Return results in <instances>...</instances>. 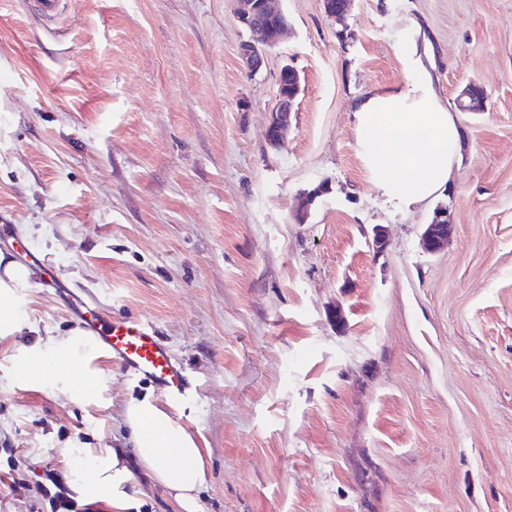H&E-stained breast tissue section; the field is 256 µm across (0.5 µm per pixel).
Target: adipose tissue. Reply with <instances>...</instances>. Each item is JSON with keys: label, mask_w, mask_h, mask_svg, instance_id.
I'll return each instance as SVG.
<instances>
[{"label": "adipose tissue", "mask_w": 512, "mask_h": 512, "mask_svg": "<svg viewBox=\"0 0 512 512\" xmlns=\"http://www.w3.org/2000/svg\"><path fill=\"white\" fill-rule=\"evenodd\" d=\"M413 70L415 78L406 88L371 94L354 113L359 154L371 182L407 205L447 184L460 141L456 122L433 92L429 72L418 64ZM31 277L29 268L0 256L1 336L26 327L21 292L30 287ZM98 356L90 339L74 330L22 348L14 374L32 385H52L75 402L97 400L107 384L105 371L94 364ZM123 419L147 477L168 490L182 512H196L205 469L195 438L148 396L130 399ZM124 459L117 448L93 455L79 484L82 495L108 500L114 512H125L134 476Z\"/></svg>", "instance_id": "ef3b65f1"}]
</instances>
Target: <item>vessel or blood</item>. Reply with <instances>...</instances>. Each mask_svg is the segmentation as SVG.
I'll use <instances>...</instances> for the list:
<instances>
[{
  "instance_id": "vessel-or-blood-1",
  "label": "vessel or blood",
  "mask_w": 512,
  "mask_h": 512,
  "mask_svg": "<svg viewBox=\"0 0 512 512\" xmlns=\"http://www.w3.org/2000/svg\"><path fill=\"white\" fill-rule=\"evenodd\" d=\"M34 12L48 29L62 27L71 0H32ZM0 243L10 246L16 260L37 269L44 284L54 285L64 306L79 320L94 345L128 372L149 380L178 396L187 395L193 385L183 366L153 327L135 318H114L94 301L89 290L76 283H55L51 260L15 238L10 218L0 216Z\"/></svg>"
}]
</instances>
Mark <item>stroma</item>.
<instances>
[{
	"instance_id": "stroma-1",
	"label": "stroma",
	"mask_w": 512,
	"mask_h": 512,
	"mask_svg": "<svg viewBox=\"0 0 512 512\" xmlns=\"http://www.w3.org/2000/svg\"><path fill=\"white\" fill-rule=\"evenodd\" d=\"M29 6L0 0V213L61 281L153 325L196 391L105 355V406L77 405L14 377L35 333L0 336V512H50L47 472L132 450L123 407L147 393L202 450L197 512H512V0H351L340 21L281 0L290 34L256 72L235 0H72L58 37ZM411 47L461 141L409 208L369 180L353 112L411 81ZM471 83L483 111L457 105ZM22 305L77 326L40 281ZM289 77H293L292 80ZM293 83L295 94L292 90ZM299 81L295 71L289 67L281 70L278 79V102L266 128V139L275 148L282 147L288 139V132L291 127V113L294 110V101L299 93Z\"/></svg>"
}]
</instances>
